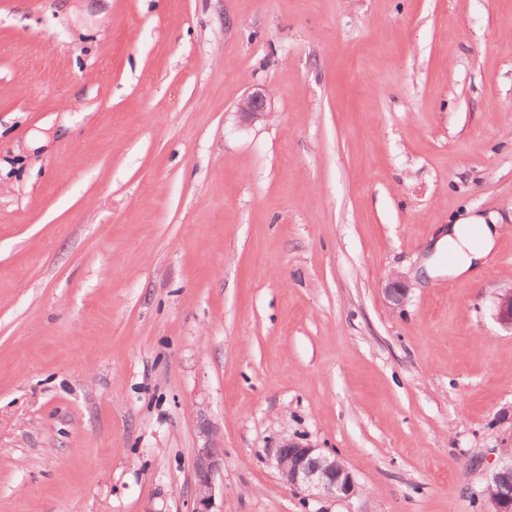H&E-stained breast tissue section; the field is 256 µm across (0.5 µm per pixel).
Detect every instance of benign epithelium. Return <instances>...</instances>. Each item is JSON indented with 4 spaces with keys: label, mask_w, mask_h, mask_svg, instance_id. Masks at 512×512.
Masks as SVG:
<instances>
[{
    "label": "benign epithelium",
    "mask_w": 512,
    "mask_h": 512,
    "mask_svg": "<svg viewBox=\"0 0 512 512\" xmlns=\"http://www.w3.org/2000/svg\"><path fill=\"white\" fill-rule=\"evenodd\" d=\"M242 118L254 122L271 114V96L268 90L257 88L239 104ZM387 300L399 306L407 298L409 288L406 281L397 273L387 276L383 288ZM497 320L512 328V287L503 290L495 301ZM278 470L282 480L289 486L310 496H332L350 498L357 493V486L349 471L336 457L328 456L310 443L295 439L282 441L276 450ZM219 466L216 447L212 443L197 449L194 461L195 494L190 512H215L213 477ZM512 475V456L500 454L491 468L487 484L500 481ZM488 512H512V501L491 498L487 490H482Z\"/></svg>",
    "instance_id": "obj_1"
}]
</instances>
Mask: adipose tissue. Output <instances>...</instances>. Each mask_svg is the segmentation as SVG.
I'll use <instances>...</instances> for the list:
<instances>
[{
	"label": "adipose tissue",
	"mask_w": 512,
	"mask_h": 512,
	"mask_svg": "<svg viewBox=\"0 0 512 512\" xmlns=\"http://www.w3.org/2000/svg\"><path fill=\"white\" fill-rule=\"evenodd\" d=\"M498 233L483 217L472 215L449 224L438 239V246L447 247L453 257L448 274L470 279L480 274L497 244Z\"/></svg>",
	"instance_id": "obj_1"
}]
</instances>
